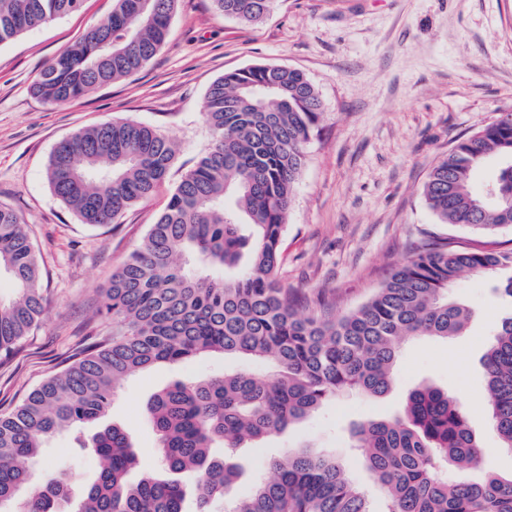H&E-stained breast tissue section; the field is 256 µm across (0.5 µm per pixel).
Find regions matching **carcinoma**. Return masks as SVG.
Returning a JSON list of instances; mask_svg holds the SVG:
<instances>
[{
	"label": "carcinoma",
	"mask_w": 512,
	"mask_h": 512,
	"mask_svg": "<svg viewBox=\"0 0 512 512\" xmlns=\"http://www.w3.org/2000/svg\"><path fill=\"white\" fill-rule=\"evenodd\" d=\"M177 0H113L112 13L52 58L33 92L66 103L127 77L164 44ZM245 22L274 0H212ZM83 0H0V45L77 12ZM210 142L186 171L141 244L101 293L105 320L94 342L47 376L23 401L0 413V512H66L68 478L51 473L34 489L25 465L46 438L106 417L122 382L157 363L207 353L237 354L271 371L176 381L155 393L146 414L166 470L195 475V512H212L239 478L224 451L285 432L325 402L356 392L378 397L393 381L400 346L419 336L449 338L471 313L448 290L464 275L494 274L493 292L512 301V250L487 244L421 241L358 308L327 319L302 313L279 278L281 241L306 144L323 104L306 75L283 65H255L216 79L206 93ZM174 142L133 120L82 129L55 146L47 178L83 224H112L166 182ZM501 162L491 190L473 179L487 160ZM442 224L489 233L512 227V111L459 139L423 185ZM14 288L0 299V359L38 326L42 269L29 226L0 206V272ZM487 396L502 446L512 448V316L483 358ZM384 500L371 507L334 458L289 450L272 478L257 483L228 512H512V479L450 480L448 466L480 464L481 450L462 402L424 385L403 414L352 430ZM102 467L77 512H186L179 481L127 475L137 455L127 429L105 426L86 444Z\"/></svg>",
	"instance_id": "cac0c4a2"
}]
</instances>
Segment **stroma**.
<instances>
[{"instance_id": "1", "label": "stroma", "mask_w": 512, "mask_h": 512, "mask_svg": "<svg viewBox=\"0 0 512 512\" xmlns=\"http://www.w3.org/2000/svg\"><path fill=\"white\" fill-rule=\"evenodd\" d=\"M112 0H84L80 11L29 29L0 45V205L29 225L44 269V312L13 356L0 360V412L19 403L50 373L91 344L99 299L112 273L140 245L163 210L167 193L128 210L115 224L91 227L53 193L46 175L54 145L116 118L159 129L179 150L169 183L199 159L210 140L205 94L225 73L254 65H285L315 85L324 114L306 146L307 161L288 212L280 278L296 304L329 296L326 317L362 304L408 250L428 235L512 249V230L485 235L439 223L422 187L456 139L512 108V0H275L257 23L215 10L212 0H177L167 39L136 74L61 105L32 93L44 65L106 18ZM488 276L459 278L450 293L472 319L460 335L419 337L401 347L394 383L382 397L352 393L329 401L286 433L231 457L241 475L214 512L273 474L284 451L305 445L349 463L351 481L372 505L383 492L352 453L354 424L401 413L422 385L448 390L464 404L480 447L493 464L448 474L479 481L512 476V449L501 447L487 407L483 356L512 301L494 296ZM253 359L213 353L158 364L128 377L106 420L127 428L138 452L130 481L164 476L145 407L161 388L257 369ZM71 474L79 502L100 469L99 456L74 448L68 433L51 437L30 461L34 479L57 465Z\"/></svg>"}]
</instances>
